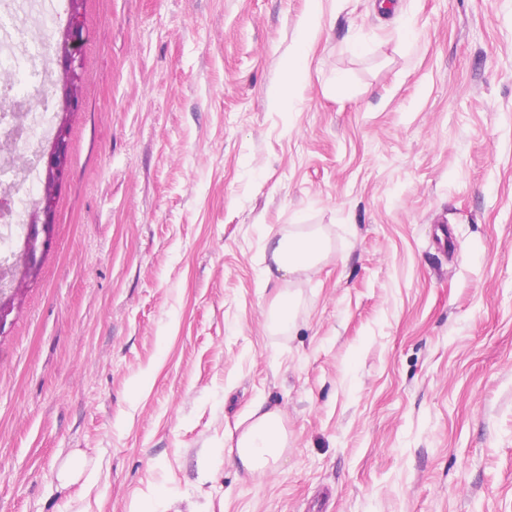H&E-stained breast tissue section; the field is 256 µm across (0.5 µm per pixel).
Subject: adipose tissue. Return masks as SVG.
Wrapping results in <instances>:
<instances>
[{"instance_id":"ef3b65f1","label":"adipose tissue","mask_w":512,"mask_h":512,"mask_svg":"<svg viewBox=\"0 0 512 512\" xmlns=\"http://www.w3.org/2000/svg\"><path fill=\"white\" fill-rule=\"evenodd\" d=\"M268 245L273 252L274 268L264 271L272 281L301 270L314 269L324 249L321 238L313 235L272 237ZM288 444L287 433L278 411L261 413L238 436L234 454L250 476H262L281 461Z\"/></svg>"}]
</instances>
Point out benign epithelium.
I'll use <instances>...</instances> for the list:
<instances>
[{
	"label": "benign epithelium",
	"mask_w": 512,
	"mask_h": 512,
	"mask_svg": "<svg viewBox=\"0 0 512 512\" xmlns=\"http://www.w3.org/2000/svg\"><path fill=\"white\" fill-rule=\"evenodd\" d=\"M83 0H67V22L60 30L55 48L56 65L60 79L54 84L52 100L57 118L53 139L35 153L36 166L41 171V187L33 203L31 221L25 225V264L20 274H15L12 263L0 264V334L8 324L11 314L19 307L25 283L39 276V255L48 251L55 233L57 190L67 178L70 169L69 117L80 111L83 100L80 92V77L76 70V58L83 37L81 10ZM29 99L15 97L10 109L0 112V148L9 149L23 133L21 116L29 111Z\"/></svg>",
	"instance_id": "1"
}]
</instances>
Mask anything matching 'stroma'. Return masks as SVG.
Masks as SVG:
<instances>
[{
  "label": "stroma",
  "mask_w": 512,
  "mask_h": 512,
  "mask_svg": "<svg viewBox=\"0 0 512 512\" xmlns=\"http://www.w3.org/2000/svg\"><path fill=\"white\" fill-rule=\"evenodd\" d=\"M379 2L84 0L0 512H512V0ZM309 232L317 267L265 282ZM260 402L288 447L251 478ZM320 25V19L316 12L309 15L305 22V31H304V39L301 41V52L297 55V57L290 62L288 67V79L284 82L282 87V93L284 95H288L290 91L293 90L294 82H295V74L298 71L300 64L304 57V52L309 45V40L312 39Z\"/></svg>",
  "instance_id": "stroma-1"
}]
</instances>
